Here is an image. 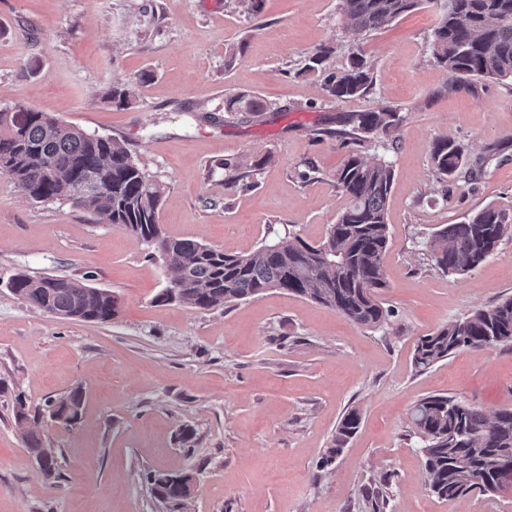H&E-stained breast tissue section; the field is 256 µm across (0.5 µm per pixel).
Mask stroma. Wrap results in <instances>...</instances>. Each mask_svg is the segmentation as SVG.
Returning a JSON list of instances; mask_svg holds the SVG:
<instances>
[{
    "mask_svg": "<svg viewBox=\"0 0 512 512\" xmlns=\"http://www.w3.org/2000/svg\"><path fill=\"white\" fill-rule=\"evenodd\" d=\"M339 3L0 0V109L40 110L127 148L165 187L169 236L245 254L273 228L315 245L347 204L334 175L351 151L395 171L380 295L391 314L378 329L280 290L209 310L156 302L165 264L146 243L71 203L35 202L0 173V512H174L145 475L183 470L197 477L189 512H512V494L431 493L409 416L433 394L490 415L512 408V344L412 366L420 336L512 296V237L462 275L442 273L424 247L486 205L512 210V81L454 83L430 49L435 6L354 38ZM239 42L243 54L227 59ZM323 46L329 72L361 52L365 95L323 93L304 70ZM124 83L133 94L119 107L107 93ZM229 93L267 109L227 112ZM386 106L403 116L390 136L336 138L337 117ZM443 136L472 160L497 153L474 180L443 179L430 160ZM20 272L92 273L119 314L96 324L43 313L10 291ZM78 386L75 426L28 422L58 451L50 480L13 399L35 408ZM353 407L358 433L322 465Z\"/></svg>",
    "mask_w": 512,
    "mask_h": 512,
    "instance_id": "stroma-1",
    "label": "stroma"
}]
</instances>
